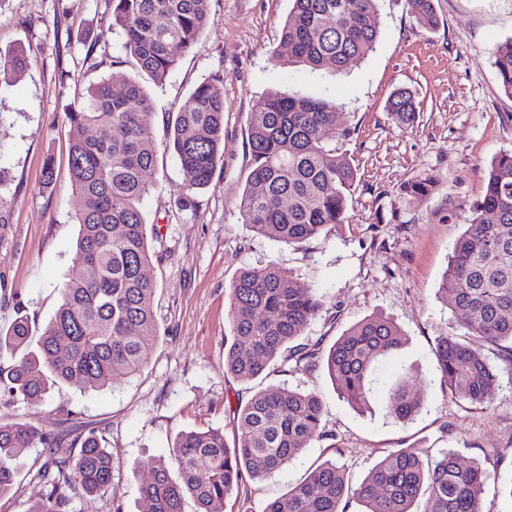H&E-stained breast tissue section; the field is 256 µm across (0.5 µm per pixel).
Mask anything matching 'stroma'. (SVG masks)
I'll return each instance as SVG.
<instances>
[{
	"label": "stroma",
	"instance_id": "35a3bbf8",
	"mask_svg": "<svg viewBox=\"0 0 512 512\" xmlns=\"http://www.w3.org/2000/svg\"><path fill=\"white\" fill-rule=\"evenodd\" d=\"M435 6L440 25L427 31L405 0H383L375 52L346 74L329 76L276 60L290 0H208L209 24L195 46L162 86L146 83L158 162L141 208L156 230L145 273L156 284L160 338L144 350L140 370L113 388L62 383L35 406L0 399L1 423H28L67 445L92 431L103 435L112 489L72 495L70 512H142L136 487L148 474L140 463L169 455L178 433L191 429H221L234 446V412L262 388L319 395L327 409L325 434L288 468L259 482L244 479L222 512H238L245 500L263 512L329 459L361 482L394 448L434 455L458 449L486 471L488 512H512L504 492L512 482V365L486 347L500 387L490 404L469 406L450 398L433 353L437 336L463 331L441 292L452 244L464 230L457 210L482 198L490 161L512 150V98L501 92L488 55L512 37V0H435ZM111 15L112 0H6L0 7V51L22 46L28 55L26 68L0 85V173L11 191L0 214L1 327L22 308L40 333L77 261L73 216L80 200L71 191L65 114L83 102L90 84L133 70ZM204 80L224 91V159L197 192L195 208L184 210L177 192L185 175L166 149V122ZM288 88L345 103L336 121L354 133L340 151L359 170L346 222L296 246L257 234L238 210L250 170L247 115L266 91ZM400 88L412 91L419 106L409 127L386 109ZM49 158L55 164L50 190L43 186ZM420 174L434 176L431 195L403 198L404 183ZM268 264L320 294L322 310L298 338L316 357L310 366L277 359L263 378L245 384L224 369L228 290L240 270ZM373 316L392 320L407 338L377 368L376 389L403 364L427 379L411 386L425 395L412 420L391 418L380 397L368 411L352 408L324 369L335 340ZM23 457L26 465L0 498V512H24L44 490L37 476L44 448L25 449Z\"/></svg>",
	"mask_w": 512,
	"mask_h": 512
}]
</instances>
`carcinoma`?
I'll list each match as a JSON object with an SVG mask.
<instances>
[{"label": "carcinoma", "mask_w": 512, "mask_h": 512, "mask_svg": "<svg viewBox=\"0 0 512 512\" xmlns=\"http://www.w3.org/2000/svg\"><path fill=\"white\" fill-rule=\"evenodd\" d=\"M281 33L288 62L313 72L342 71L373 52L379 37V0H291ZM419 25H439L434 0H406ZM112 28L138 74L161 86L208 24L207 0H112ZM501 91L512 98V37L490 49ZM25 67L19 47L0 53V76ZM120 84L123 91L113 92ZM342 104L329 97L270 92L247 117L251 163L238 209L260 235L291 246L327 235L346 221L357 169L338 153L351 135L336 123ZM388 112L399 123L415 121L418 104L407 89L394 92ZM71 188L81 200L76 216L78 263L61 284V304L32 340L28 316L0 327V395L36 405L59 383L85 390L113 385L136 372L142 352L158 336L152 299L156 285L144 275L152 262L140 205L149 192L147 174L157 158L153 105L138 78L114 72L90 85L84 102L67 112ZM169 148L186 174L178 205L195 207V196L212 180L224 157V94L204 80L191 92L170 126ZM431 176L403 185L410 198L428 197ZM466 229L452 246L443 292L465 319L466 332L437 338L435 357L448 395L461 403H491L499 376L484 353L498 347L512 364V151L496 156L482 200L468 209ZM230 336L224 370L244 383L261 377L283 353L298 362L314 353L295 344L322 301L316 289L273 265L241 271L229 288ZM406 338L392 321L369 317L350 327L324 359L328 376L355 408L370 407L376 364L393 356ZM411 368L400 367L387 386L388 414L407 421L423 405L408 390ZM326 407L311 392L259 390L237 412V444L226 447L219 429L178 435L170 457L143 462L149 478L137 487L145 512H219L243 474L261 480L287 468L306 444L324 435ZM46 448L38 471L42 497L26 512H70L64 487L87 496L112 488V455L95 433L79 449L64 447L28 423L0 424V498L10 493L25 449ZM177 468L178 477L171 475ZM486 472L453 448L431 456L415 448L389 451L363 481L326 460L286 496L263 512H346L350 500L363 512H413L425 495L429 512H486Z\"/></svg>", "instance_id": "1"}]
</instances>
